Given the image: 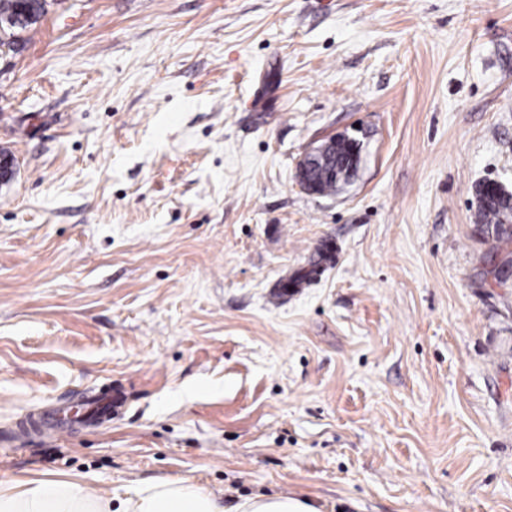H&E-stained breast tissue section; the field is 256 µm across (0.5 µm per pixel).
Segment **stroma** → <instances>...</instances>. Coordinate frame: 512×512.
<instances>
[{"mask_svg":"<svg viewBox=\"0 0 512 512\" xmlns=\"http://www.w3.org/2000/svg\"><path fill=\"white\" fill-rule=\"evenodd\" d=\"M1 151L0 481L512 512V0H49ZM477 212L475 221L478 224L493 225V230L498 238L509 239L511 232L504 228V224L512 221V193L504 187L500 189L498 197H488L482 194L481 186L477 188Z\"/></svg>","mask_w":512,"mask_h":512,"instance_id":"stroma-1","label":"stroma"}]
</instances>
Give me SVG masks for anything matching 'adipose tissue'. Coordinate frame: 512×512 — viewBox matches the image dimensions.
<instances>
[{
  "label": "adipose tissue",
  "mask_w": 512,
  "mask_h": 512,
  "mask_svg": "<svg viewBox=\"0 0 512 512\" xmlns=\"http://www.w3.org/2000/svg\"><path fill=\"white\" fill-rule=\"evenodd\" d=\"M0 512H318L308 499L260 495L224 504L185 477L130 488L119 500L92 496L69 480L28 479L0 486Z\"/></svg>",
  "instance_id": "ef3b65f1"
}]
</instances>
